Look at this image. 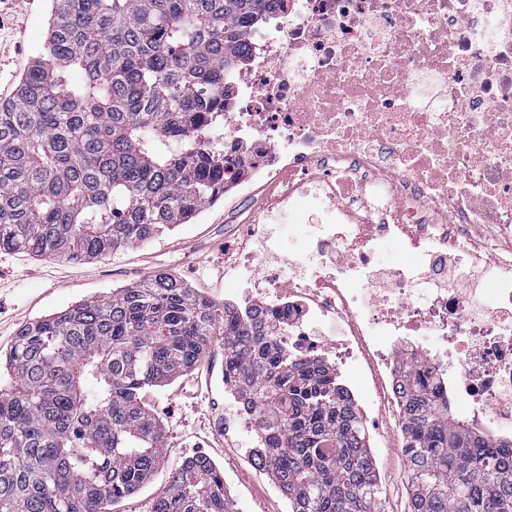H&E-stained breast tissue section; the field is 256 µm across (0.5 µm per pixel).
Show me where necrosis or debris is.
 I'll return each mask as SVG.
<instances>
[{
	"instance_id": "4bbe7bcc",
	"label": "necrosis or debris",
	"mask_w": 512,
	"mask_h": 512,
	"mask_svg": "<svg viewBox=\"0 0 512 512\" xmlns=\"http://www.w3.org/2000/svg\"><path fill=\"white\" fill-rule=\"evenodd\" d=\"M243 54L196 140L223 151L225 193L257 199L245 224L287 215L309 249L289 279L249 254L225 279L253 281L287 315L281 344L350 373L353 400L374 392L373 430L403 426L411 357L458 416L512 424V0H284ZM389 236L407 258L382 270ZM224 399L217 427L260 447L239 389Z\"/></svg>"
}]
</instances>
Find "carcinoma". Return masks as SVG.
<instances>
[{
  "label": "carcinoma",
  "instance_id": "cac0c4a2",
  "mask_svg": "<svg viewBox=\"0 0 512 512\" xmlns=\"http://www.w3.org/2000/svg\"><path fill=\"white\" fill-rule=\"evenodd\" d=\"M271 2L51 0L46 41L0 103V251L106 257L222 198L224 154L195 133L224 111V74ZM217 341L291 512H376L367 432L336 369L166 272L18 332L0 387V512H112L135 495L164 463L142 391ZM400 369L410 512H512V438L458 420L429 369ZM151 512L234 510L223 472L197 456Z\"/></svg>",
  "mask_w": 512,
  "mask_h": 512
}]
</instances>
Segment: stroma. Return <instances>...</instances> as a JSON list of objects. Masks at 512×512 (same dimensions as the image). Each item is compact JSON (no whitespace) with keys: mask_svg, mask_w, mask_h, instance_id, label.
<instances>
[{"mask_svg":"<svg viewBox=\"0 0 512 512\" xmlns=\"http://www.w3.org/2000/svg\"><path fill=\"white\" fill-rule=\"evenodd\" d=\"M0 14V102L9 99L44 40L49 0H6ZM252 200L208 205L191 221L143 244L99 259L75 263L62 258H34L0 251V353L9 351L17 332L29 322L85 300L108 295L167 272L217 303L230 293L252 299L253 282H224L239 245L256 251L235 215L251 210ZM278 246L265 254L267 264L286 267L288 257L304 253L307 242L287 218L268 225ZM224 350L213 347L199 368L171 384L146 389L144 400L164 429L165 461L151 480L119 505L120 512H148L168 488L169 474L189 456L212 459L223 470L236 512H288V502L274 478L246 454L247 438H226L213 421L224 410ZM370 451L380 479L379 512H409L410 488L397 433L371 435Z\"/></svg>","mask_w":512,"mask_h":512,"instance_id":"obj_1","label":"stroma"}]
</instances>
